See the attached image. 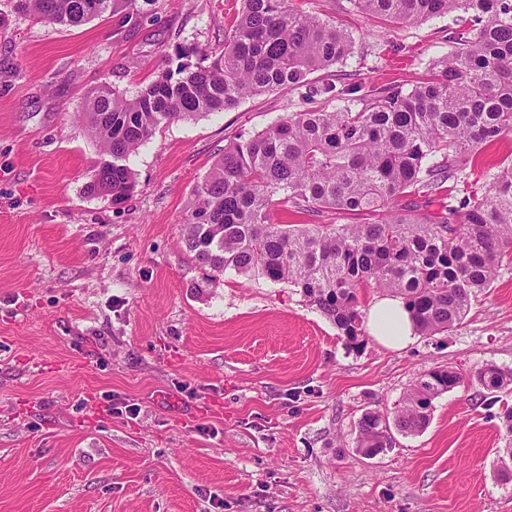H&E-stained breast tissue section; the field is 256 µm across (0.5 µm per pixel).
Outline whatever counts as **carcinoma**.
Segmentation results:
<instances>
[{"label":"carcinoma","mask_w":512,"mask_h":512,"mask_svg":"<svg viewBox=\"0 0 512 512\" xmlns=\"http://www.w3.org/2000/svg\"><path fill=\"white\" fill-rule=\"evenodd\" d=\"M129 0H15L49 24L77 27ZM365 15L413 26L460 13L447 54L409 90L355 85L336 90L308 76L347 59L353 38L332 20L290 0H242L224 47H175L176 67L160 71L130 97L103 84L89 94L86 120L119 158L93 166L90 192L123 203L136 187L129 165L163 124L225 111L280 87L299 90L301 109L253 136L233 141L194 189L184 221L186 250L223 273L261 276L300 289L357 346L366 294L401 298L423 336L459 325L473 300L512 261V157L479 187L436 210L430 204L457 183L494 142L512 134V0H353ZM323 101H340L328 109ZM291 206L368 215L363 224L283 226ZM475 381L497 397L512 392V369L486 364L467 376L435 367L412 385L389 417L365 412L355 448H384L392 430L423 431L432 401Z\"/></svg>","instance_id":"1"}]
</instances>
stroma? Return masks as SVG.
I'll return each mask as SVG.
<instances>
[{"instance_id":"obj_1","label":"stroma","mask_w":512,"mask_h":512,"mask_svg":"<svg viewBox=\"0 0 512 512\" xmlns=\"http://www.w3.org/2000/svg\"><path fill=\"white\" fill-rule=\"evenodd\" d=\"M354 39L313 81L409 89L449 50L454 15L398 28L351 0H300ZM240 0H133L78 27L0 0V512H512L495 401L434 399L419 434L356 451L369 409L421 373L512 369V265L454 329L351 347L290 284L215 273L181 226L228 143L288 113L274 89L160 126L122 205L87 190L102 153L88 91L133 95L174 47H219Z\"/></svg>"}]
</instances>
